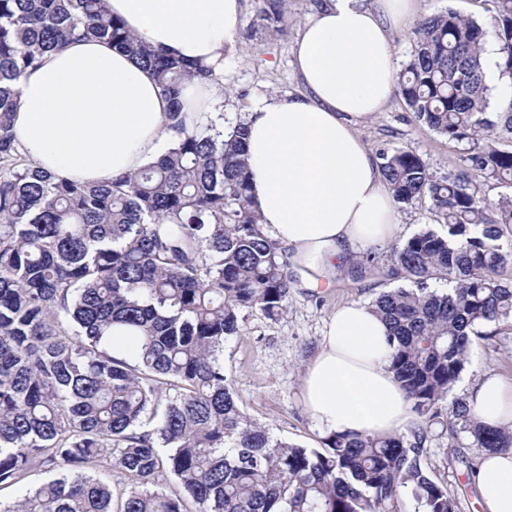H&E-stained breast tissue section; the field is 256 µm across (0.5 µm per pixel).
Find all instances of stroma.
Masks as SVG:
<instances>
[{
  "instance_id": "35a3bbf8",
  "label": "stroma",
  "mask_w": 512,
  "mask_h": 512,
  "mask_svg": "<svg viewBox=\"0 0 512 512\" xmlns=\"http://www.w3.org/2000/svg\"><path fill=\"white\" fill-rule=\"evenodd\" d=\"M320 3L284 0L286 31L278 35L259 21L257 0H242L241 26L225 54L224 79L217 85L227 116H245L256 98L299 92L292 47ZM421 8L427 16L455 9L476 19L484 31L485 44L497 42L491 0H421ZM358 133L374 153L386 146L414 151L438 176L460 164L461 146L420 126L395 95L382 112L359 124ZM375 253L379 269L348 268L329 288L292 286L282 317L274 321L257 312L245 314L238 333L225 341L224 372L233 381L236 400L247 417L269 429L272 436L308 448L321 447L324 435L304 405L302 376L336 309L353 301L372 302L379 293L401 285V278L382 272L390 264L389 247L376 248ZM488 373L512 380V329L475 342L459 383L442 403L443 413H450L454 402L463 398L464 383ZM482 455V449L465 443L451 448L447 432L433 429L423 465L455 498L456 512H481L472 476Z\"/></svg>"
}]
</instances>
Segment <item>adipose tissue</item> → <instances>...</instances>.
<instances>
[{"label":"adipose tissue","mask_w":512,"mask_h":512,"mask_svg":"<svg viewBox=\"0 0 512 512\" xmlns=\"http://www.w3.org/2000/svg\"><path fill=\"white\" fill-rule=\"evenodd\" d=\"M139 43L224 69L240 0H107ZM419 0H323L293 48L303 86L248 110L251 193L260 222L286 249L301 287L330 286L361 249L395 234V202L358 132L395 91V31ZM14 132L37 169L102 183L158 161L179 139L152 71L98 40L44 54L16 82ZM385 323L369 304L336 310L302 378L319 431L385 436L412 421L390 369ZM466 400L483 425L512 430V383L487 374ZM483 512H512V448L485 452L476 476Z\"/></svg>","instance_id":"1"}]
</instances>
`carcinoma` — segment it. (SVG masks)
<instances>
[{"mask_svg": "<svg viewBox=\"0 0 512 512\" xmlns=\"http://www.w3.org/2000/svg\"><path fill=\"white\" fill-rule=\"evenodd\" d=\"M258 17L280 31V0ZM500 75L512 79V0H494ZM395 93L416 120L464 145L436 177L415 152L387 147L394 201L430 203L438 233L392 249L409 282L371 303L389 328L391 370L415 417L407 432L333 434L324 449L277 439L240 409L224 340L241 314L276 320L292 283L288 256L259 224L245 122L187 125L193 79L223 74L137 43L107 0H0V490L36 471L57 477L0 512H455L422 465L431 427L477 448H511L466 401L442 417L477 339L512 329V100L491 108L484 32L452 9L417 22ZM100 39L152 71L182 133L157 162L103 185L71 182L21 159L14 84L48 51ZM448 280L439 293L429 281ZM136 329L138 352L112 354V327ZM165 452H160V449ZM117 470L126 488L88 472ZM170 474L177 494L159 489Z\"/></svg>", "mask_w": 512, "mask_h": 512, "instance_id": "obj_1", "label": "carcinoma"}]
</instances>
